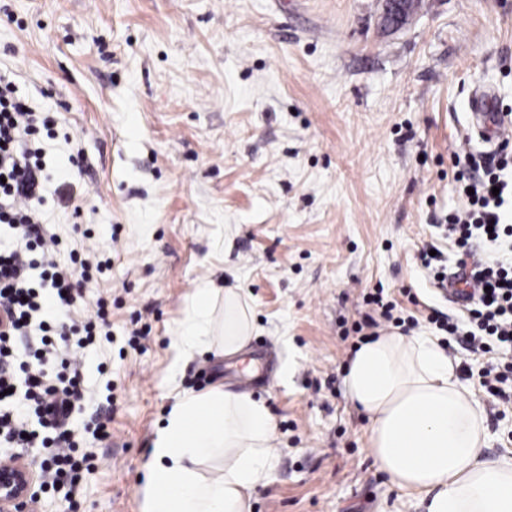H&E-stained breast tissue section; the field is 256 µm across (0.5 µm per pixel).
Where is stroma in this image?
I'll return each instance as SVG.
<instances>
[{
  "label": "stroma",
  "mask_w": 512,
  "mask_h": 512,
  "mask_svg": "<svg viewBox=\"0 0 512 512\" xmlns=\"http://www.w3.org/2000/svg\"><path fill=\"white\" fill-rule=\"evenodd\" d=\"M385 3L0 0V70L48 113L42 160L64 174L39 207L57 259L93 240L107 261L61 315L79 324L110 302L65 424L97 460L73 512H142L138 480L176 394L219 384L276 420L251 512H423L378 470L343 387L374 288L397 302L402 333L457 360L485 413L482 458L512 462V396L481 378L498 356L468 344L464 306L433 279L456 270L459 159L485 151L468 134L472 91L512 114V0H421L397 28ZM204 281L245 294L256 332L244 354L179 359Z\"/></svg>",
  "instance_id": "1"
}]
</instances>
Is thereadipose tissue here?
<instances>
[{"instance_id":"ef3b65f1","label":"adipose tissue","mask_w":512,"mask_h":512,"mask_svg":"<svg viewBox=\"0 0 512 512\" xmlns=\"http://www.w3.org/2000/svg\"><path fill=\"white\" fill-rule=\"evenodd\" d=\"M224 303V339L214 336L215 303ZM251 310L233 288L199 284L175 347L180 355L244 352ZM349 400L370 422L369 451L399 489L425 512H512V463L481 459L485 415L430 337L384 333L361 343L345 370ZM275 419L251 394L213 388L178 396L152 440L138 486L142 512H250L269 483Z\"/></svg>"}]
</instances>
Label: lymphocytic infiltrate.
<instances>
[{"label":"lymphocytic infiltrate","instance_id":"lymphocytic-infiltrate-1","mask_svg":"<svg viewBox=\"0 0 512 512\" xmlns=\"http://www.w3.org/2000/svg\"><path fill=\"white\" fill-rule=\"evenodd\" d=\"M46 125V117L17 95L13 77L0 73V224L29 240L26 251H0V314L6 317L5 327H0V444L41 450L44 487L61 493L68 504L84 473L93 468L94 458L80 453L74 435L62 431L61 425L84 397L83 351L108 328L109 310L107 300L101 298L81 327L57 319L83 293L74 288L71 270L55 261L53 253L60 241L41 224L35 208L50 179L38 141ZM467 162L470 169H483L485 176L461 177L459 190L466 193L468 206L450 216L448 233L459 248V267L469 269L472 276V290L466 295L470 338L493 339L499 349L496 365L485 373L484 384L493 390L512 382V268L476 257L471 240L512 237V225L503 213L512 184L501 176L512 158L471 155ZM35 250L40 253L36 259L31 256ZM37 266L42 272L34 283L29 272ZM33 330L39 334L36 343L29 347L26 361L16 362L15 340ZM52 364L60 368L53 377L47 373ZM19 384L25 390L18 397L12 389ZM29 415L36 417L37 428L26 424Z\"/></svg>","mask_w":512,"mask_h":512}]
</instances>
